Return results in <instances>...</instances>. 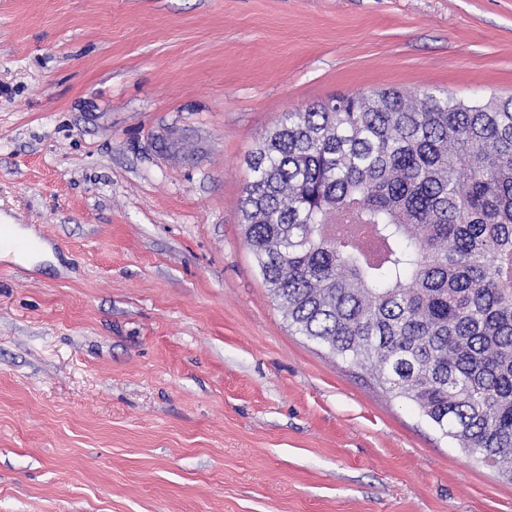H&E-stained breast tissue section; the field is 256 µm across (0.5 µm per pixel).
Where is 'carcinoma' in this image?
<instances>
[{"label": "carcinoma", "instance_id": "1", "mask_svg": "<svg viewBox=\"0 0 512 512\" xmlns=\"http://www.w3.org/2000/svg\"><path fill=\"white\" fill-rule=\"evenodd\" d=\"M250 167L243 234L289 326L512 480V97L336 96Z\"/></svg>", "mask_w": 512, "mask_h": 512}]
</instances>
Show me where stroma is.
Segmentation results:
<instances>
[{
	"label": "stroma",
	"mask_w": 512,
	"mask_h": 512,
	"mask_svg": "<svg viewBox=\"0 0 512 512\" xmlns=\"http://www.w3.org/2000/svg\"><path fill=\"white\" fill-rule=\"evenodd\" d=\"M427 87L512 96V0H0V512H512L242 234L285 112ZM12 224H5L4 226V243L2 242L3 246V253L2 257L4 259L9 258L14 261H18L21 259V257L14 253L11 250V246L9 245L10 240L16 236H24L29 239L31 242V245L34 247V249L39 250L43 249V244L39 242V240L36 238L34 232L32 230H20L17 227L10 226Z\"/></svg>",
	"instance_id": "1"
}]
</instances>
